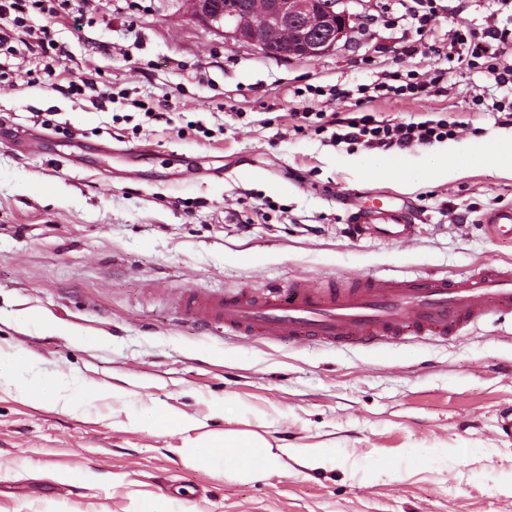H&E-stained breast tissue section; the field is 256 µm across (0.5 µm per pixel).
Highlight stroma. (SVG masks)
I'll use <instances>...</instances> for the list:
<instances>
[{
  "instance_id": "1",
  "label": "stroma",
  "mask_w": 512,
  "mask_h": 512,
  "mask_svg": "<svg viewBox=\"0 0 512 512\" xmlns=\"http://www.w3.org/2000/svg\"><path fill=\"white\" fill-rule=\"evenodd\" d=\"M57 4L30 0L21 27L0 16L13 33L0 49V355L22 359L23 378L65 374L98 394L73 413L0 384V512H512V438L498 427L512 413L511 317L335 348L235 336L177 304L187 289L512 267V240L482 222L512 206V164L368 179L365 149L302 124L306 112L444 119L458 146H512L493 59L467 69L448 55L455 29L512 26V10L442 0L420 37L410 0H351L348 42L284 60L210 33L187 0ZM435 69L446 78L427 98L356 102L386 72ZM374 202L414 207L415 237L354 236L355 205ZM162 405L195 428L153 422ZM227 431L332 460L249 479L184 455ZM83 472L93 481L64 479Z\"/></svg>"
}]
</instances>
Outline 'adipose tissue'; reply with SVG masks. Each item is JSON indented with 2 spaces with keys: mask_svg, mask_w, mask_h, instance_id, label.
Instances as JSON below:
<instances>
[{
  "mask_svg": "<svg viewBox=\"0 0 512 512\" xmlns=\"http://www.w3.org/2000/svg\"><path fill=\"white\" fill-rule=\"evenodd\" d=\"M458 159L455 148L443 149L434 156L428 157L421 166L409 165L406 158H399L397 163H390L387 157L379 156L367 162L364 169L367 174L382 171L397 178L419 179L446 173ZM22 362L16 357L0 356V380H15L19 383L20 392L28 399L42 403L47 399L61 401L64 408L75 412L81 404L74 400L71 389L73 380L67 377H56L36 381L21 379ZM266 443L259 435H243L234 432L225 433L223 439L204 445H193L186 448L189 457L203 463H232L239 475L258 478L275 465L281 464L286 458H302L309 463L322 464L326 454L322 448H284L279 454L272 455L265 450Z\"/></svg>",
  "mask_w": 512,
  "mask_h": 512,
  "instance_id": "ef3b65f1",
  "label": "adipose tissue"
}]
</instances>
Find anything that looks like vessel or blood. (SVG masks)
<instances>
[{
    "instance_id": "1",
    "label": "vessel or blood",
    "mask_w": 512,
    "mask_h": 512,
    "mask_svg": "<svg viewBox=\"0 0 512 512\" xmlns=\"http://www.w3.org/2000/svg\"><path fill=\"white\" fill-rule=\"evenodd\" d=\"M483 221L494 236L512 239L511 207L491 211ZM351 222L361 233L402 242L414 235L415 213L360 206ZM178 304L197 322L240 336L379 347L409 334L447 339L488 315L512 313V267L487 261L459 280L426 273L412 280L364 276L312 284L291 279L206 296L187 290Z\"/></svg>"
}]
</instances>
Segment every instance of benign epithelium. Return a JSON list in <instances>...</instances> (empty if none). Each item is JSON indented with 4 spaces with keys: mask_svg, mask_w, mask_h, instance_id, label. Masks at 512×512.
Instances as JSON below:
<instances>
[{
    "mask_svg": "<svg viewBox=\"0 0 512 512\" xmlns=\"http://www.w3.org/2000/svg\"><path fill=\"white\" fill-rule=\"evenodd\" d=\"M258 18L241 21L207 0H193V15L210 32L246 44L269 57L283 59L319 57L332 52L352 29L355 17L348 0H264ZM273 30L290 34L288 51L269 38Z\"/></svg>",
    "mask_w": 512,
    "mask_h": 512,
    "instance_id": "benign-epithelium-1",
    "label": "benign epithelium"
}]
</instances>
